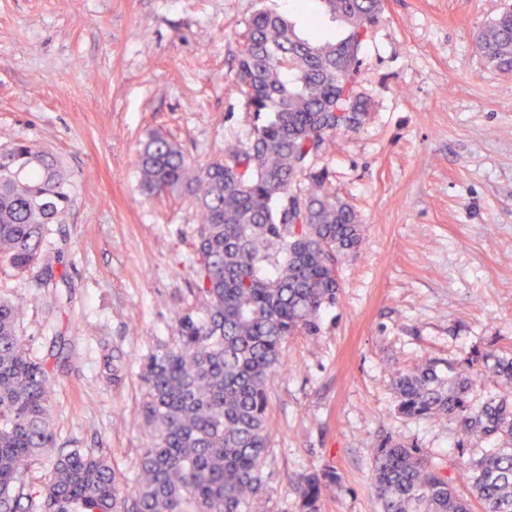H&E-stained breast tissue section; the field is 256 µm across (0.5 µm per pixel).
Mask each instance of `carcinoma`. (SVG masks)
<instances>
[{
    "label": "carcinoma",
    "instance_id": "1",
    "mask_svg": "<svg viewBox=\"0 0 512 512\" xmlns=\"http://www.w3.org/2000/svg\"><path fill=\"white\" fill-rule=\"evenodd\" d=\"M341 32L303 34L288 15L261 8L247 24L234 81L245 109L262 118L244 145L197 165L153 132L140 151L143 191L183 197L200 210L194 243L199 307L179 315L173 347L141 367L148 442L133 489L99 451L57 454L38 498L24 493L31 462L56 448L48 409L52 379L18 335L21 307L0 297V512H255L266 490L269 392L283 343L312 337L336 305L337 264L356 252L363 226L313 170L336 137L360 127L368 101L355 89L383 0H319ZM485 66L512 74V6L477 35ZM307 187L295 190L299 179ZM70 176L53 153L16 141L0 151V271L55 276L51 225L69 206ZM496 392L473 396L478 379ZM403 417L455 424L457 445L493 438L478 459L459 457L457 481L421 449L387 435L372 461L381 512H512V357L476 352L448 375L423 358L392 375ZM330 472L298 476L299 512H322Z\"/></svg>",
    "mask_w": 512,
    "mask_h": 512
}]
</instances>
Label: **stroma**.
Returning <instances> with one entry per match:
<instances>
[{"label":"stroma","instance_id":"35a3bbf8","mask_svg":"<svg viewBox=\"0 0 512 512\" xmlns=\"http://www.w3.org/2000/svg\"><path fill=\"white\" fill-rule=\"evenodd\" d=\"M503 6L384 0L355 75L370 115L314 162L363 241L340 261L318 335L283 345L257 512H296V474L322 470L340 478L324 512H381L382 434L456 475L455 425L400 416L391 375L425 357L444 371L496 340L512 350V75L475 47ZM261 8L292 2L0 0V149L28 142L72 174L55 279L38 288L36 271L0 273V296L25 306L26 350L52 373L57 450L96 448L133 472L147 440L140 365L198 305L200 222L189 200L142 193L139 151L155 129L200 164L247 141L254 116L232 65Z\"/></svg>","mask_w":512,"mask_h":512}]
</instances>
